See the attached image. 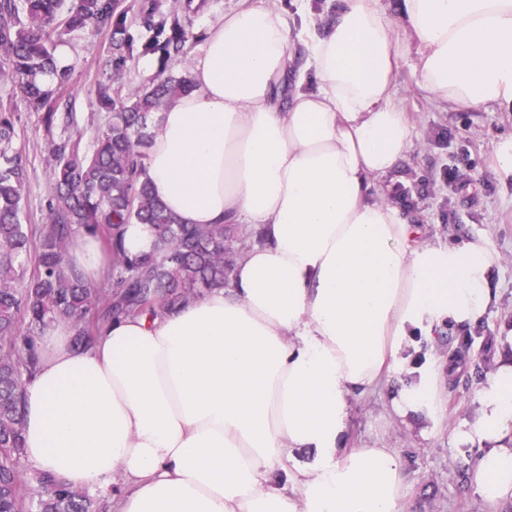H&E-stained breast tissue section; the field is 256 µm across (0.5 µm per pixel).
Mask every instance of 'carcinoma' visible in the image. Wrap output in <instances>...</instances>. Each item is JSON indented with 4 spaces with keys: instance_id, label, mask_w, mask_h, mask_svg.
Listing matches in <instances>:
<instances>
[{
    "instance_id": "obj_1",
    "label": "carcinoma",
    "mask_w": 512,
    "mask_h": 512,
    "mask_svg": "<svg viewBox=\"0 0 512 512\" xmlns=\"http://www.w3.org/2000/svg\"><path fill=\"white\" fill-rule=\"evenodd\" d=\"M112 0H0V53L11 67L0 71L29 109L43 113L50 131L59 118L61 90L69 72L56 64L59 30L112 26ZM162 50L184 52L189 36L177 19ZM52 76L48 84L42 75ZM191 87L188 76L160 72L151 85L125 98H112V84L98 86L100 103L111 111L93 148L77 140L52 144L56 203L46 224L29 233L21 222L28 171L16 147V115L0 104V512H95L93 498L52 474L27 477L23 452L24 377L38 364L35 338L47 325L67 323L74 344L88 346L96 331L121 316L161 317L227 283L226 243L248 248L262 233L242 224H181L140 180L149 119ZM152 225L161 252L130 258L122 226ZM104 237L112 255L101 286L84 280L68 263L74 237ZM35 270L27 275L28 264Z\"/></svg>"
}]
</instances>
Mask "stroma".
<instances>
[{"label":"stroma","instance_id":"35a3bbf8","mask_svg":"<svg viewBox=\"0 0 512 512\" xmlns=\"http://www.w3.org/2000/svg\"><path fill=\"white\" fill-rule=\"evenodd\" d=\"M114 13L124 24L115 29L86 28L62 33L58 44L69 45L73 61L62 100L70 112L68 123L45 129L38 113L29 111L11 83L0 82V101L11 104L18 116L17 146L27 166L23 223H45L55 202L54 181L47 163L48 143L69 135L91 149L109 112L98 101L97 88L107 80L102 66L117 44H124L125 62L114 83L120 94L148 86L162 71L179 75L205 40L217 16L238 6L239 0H113ZM177 16L188 33L185 54L155 51L141 46L162 41V19ZM396 103L415 126L414 145L387 180L386 194L404 186L414 195L403 213L419 225L423 240L448 244L477 236L488 238L504 260L493 271L495 299L484 316L465 327L444 328L441 338L422 343L419 360L455 352L462 366L452 378L439 382L443 410L437 420L410 424L396 420L386 404V389L353 400L351 441L361 446L387 444L406 463L407 512H512V502L488 508L475 493L472 473L481 450L458 444L454 431L472 420L476 393L490 371L483 358L497 360L512 353V183L502 180L491 159L496 144L512 136V112L496 104L479 110H458L433 101L417 86L410 61L395 76ZM468 170L470 184L459 190L444 178L446 170Z\"/></svg>","mask_w":512,"mask_h":512}]
</instances>
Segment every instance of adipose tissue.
I'll use <instances>...</instances> for the list:
<instances>
[{
    "label": "adipose tissue",
    "mask_w": 512,
    "mask_h": 512,
    "mask_svg": "<svg viewBox=\"0 0 512 512\" xmlns=\"http://www.w3.org/2000/svg\"><path fill=\"white\" fill-rule=\"evenodd\" d=\"M399 12L397 26L381 0H336L295 30L249 0L211 24L142 178L182 223L245 224L263 241L236 257L230 287L114 319L88 347L46 326L25 382L32 468L75 488L124 483L109 512H407L400 455L350 446V403L387 385L399 419L436 418L443 362L417 369L406 351L482 318L499 255L482 236L422 242L384 198L414 138L395 73L410 54L434 100L512 112V0ZM476 400L454 438L481 448L474 487L494 506L512 500V356Z\"/></svg>",
    "instance_id": "adipose-tissue-1"
}]
</instances>
